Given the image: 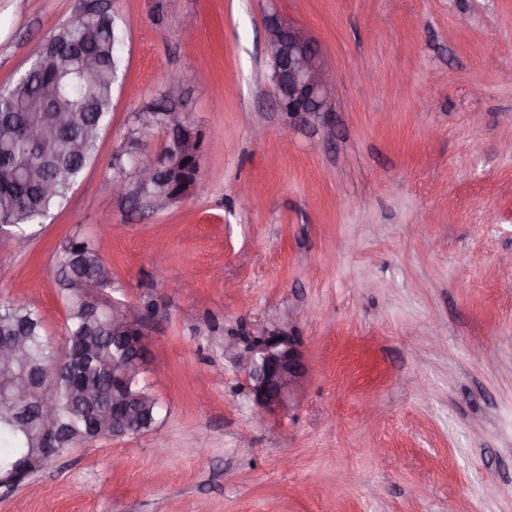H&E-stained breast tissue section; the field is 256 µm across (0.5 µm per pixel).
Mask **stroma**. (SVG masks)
Returning a JSON list of instances; mask_svg holds the SVG:
<instances>
[{"instance_id": "35a3bbf8", "label": "stroma", "mask_w": 512, "mask_h": 512, "mask_svg": "<svg viewBox=\"0 0 512 512\" xmlns=\"http://www.w3.org/2000/svg\"><path fill=\"white\" fill-rule=\"evenodd\" d=\"M126 75L95 161L17 249L0 300L56 344L69 236L146 314L149 432L88 442L0 495V512H512V0H105ZM84 0H0V86ZM307 30L333 111L274 101L266 23ZM202 140L163 211L102 189L169 81ZM222 271L225 286L212 274ZM284 330L311 375L260 417L229 341Z\"/></svg>"}]
</instances>
